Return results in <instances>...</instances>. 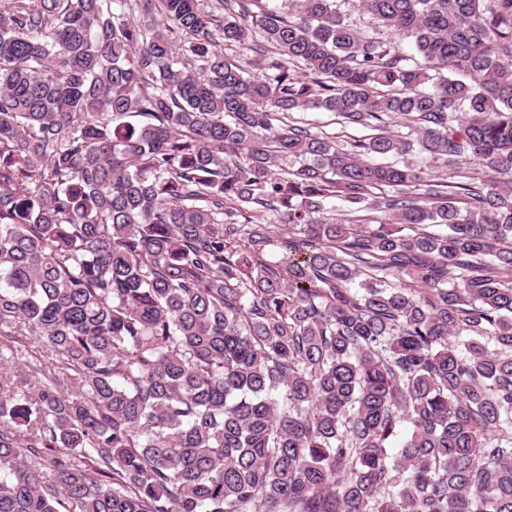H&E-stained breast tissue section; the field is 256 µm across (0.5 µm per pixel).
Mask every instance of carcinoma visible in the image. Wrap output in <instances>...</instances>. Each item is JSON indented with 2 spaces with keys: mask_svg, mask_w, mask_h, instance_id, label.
<instances>
[{
  "mask_svg": "<svg viewBox=\"0 0 512 512\" xmlns=\"http://www.w3.org/2000/svg\"><path fill=\"white\" fill-rule=\"evenodd\" d=\"M503 174L512 0H0V512H512Z\"/></svg>",
  "mask_w": 512,
  "mask_h": 512,
  "instance_id": "obj_1",
  "label": "carcinoma"
}]
</instances>
